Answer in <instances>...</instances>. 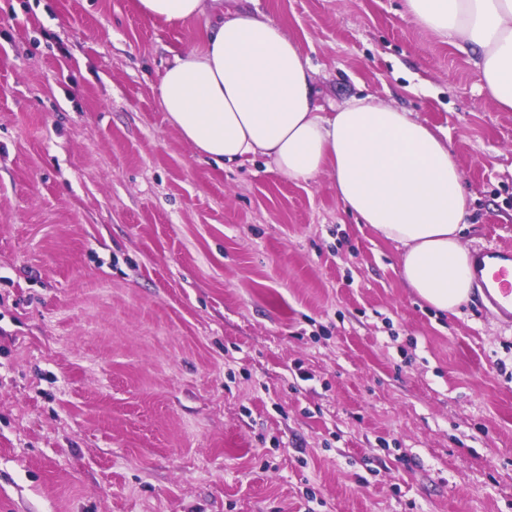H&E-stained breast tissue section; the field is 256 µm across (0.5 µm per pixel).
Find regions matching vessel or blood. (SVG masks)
Here are the masks:
<instances>
[{"instance_id":"vessel-or-blood-1","label":"vessel or blood","mask_w":512,"mask_h":512,"mask_svg":"<svg viewBox=\"0 0 512 512\" xmlns=\"http://www.w3.org/2000/svg\"><path fill=\"white\" fill-rule=\"evenodd\" d=\"M472 273L490 309L497 317L512 321V249L475 250Z\"/></svg>"}]
</instances>
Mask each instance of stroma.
I'll use <instances>...</instances> for the list:
<instances>
[{
	"label": "stroma",
	"mask_w": 512,
	"mask_h": 512,
	"mask_svg": "<svg viewBox=\"0 0 512 512\" xmlns=\"http://www.w3.org/2000/svg\"><path fill=\"white\" fill-rule=\"evenodd\" d=\"M323 103L446 137L512 246V112L402 0H249ZM136 0H0V512H512V323L422 303L327 176L195 155Z\"/></svg>",
	"instance_id": "35a3bbf8"
}]
</instances>
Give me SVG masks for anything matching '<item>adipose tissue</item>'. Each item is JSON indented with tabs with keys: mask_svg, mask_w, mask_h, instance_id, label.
Listing matches in <instances>:
<instances>
[{
	"mask_svg": "<svg viewBox=\"0 0 512 512\" xmlns=\"http://www.w3.org/2000/svg\"><path fill=\"white\" fill-rule=\"evenodd\" d=\"M137 4L150 18L204 24L202 47L174 56L158 94L197 155L222 165L259 154L292 182L328 175L345 211L396 244L419 299L458 312L474 288L461 242L470 200L447 140L371 95L325 111L298 42L268 15L223 0ZM404 12L474 52L487 96L512 111V0H404Z\"/></svg>",
	"mask_w": 512,
	"mask_h": 512,
	"instance_id": "adipose-tissue-1",
	"label": "adipose tissue"
}]
</instances>
